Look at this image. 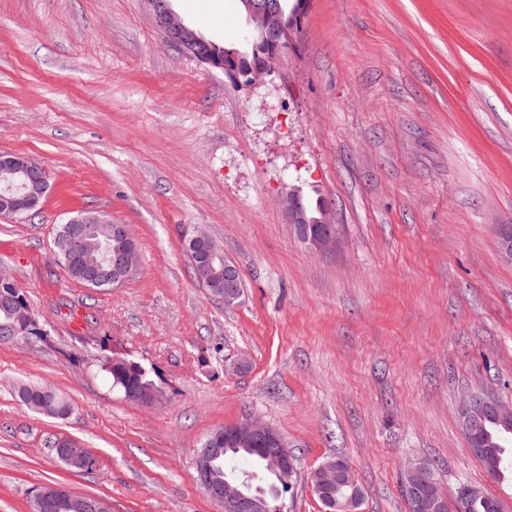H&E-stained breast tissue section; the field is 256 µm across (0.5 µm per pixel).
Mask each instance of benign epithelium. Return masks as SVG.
Instances as JSON below:
<instances>
[{"instance_id": "7a95c632", "label": "benign epithelium", "mask_w": 512, "mask_h": 512, "mask_svg": "<svg viewBox=\"0 0 512 512\" xmlns=\"http://www.w3.org/2000/svg\"><path fill=\"white\" fill-rule=\"evenodd\" d=\"M157 26L166 38L177 47L189 52L196 59L212 69L224 71L233 80L242 78L237 59H225L213 52L210 44L194 30L186 26L170 9L168 0H148ZM259 61L250 67L249 77L245 82L261 80L274 72L282 57V35L277 30H269L264 34L261 48L255 50ZM21 175L25 183L20 186L8 184L0 187V214H20L34 208L48 189V178L45 169L28 156L16 153L0 154V174ZM288 216L294 224L298 235L316 248L323 249L336 244L337 225L329 219L316 220L309 223L297 197L289 193L286 196ZM68 234L64 244L66 249L80 251L82 238L79 236V224H109L112 238L124 241L125 250L119 252L112 260V286H119L127 281L138 269L139 255L136 244L130 235L127 225L120 224L99 212L82 211L68 220ZM211 239L196 229L187 239V248L195 255L207 251L205 265H210L214 255L219 253L215 247L206 249ZM13 280L10 276L0 273V286L7 290L0 292V301L12 304L17 309V323L27 326L34 323L25 306L9 289ZM243 283L237 267L224 261V302L227 304L237 300L242 293ZM494 413L502 420L512 422V406L494 398L469 395L463 403L465 432L474 435L484 429L488 414ZM216 437L224 438V445L248 442L264 448L268 468L283 480H288L296 471V458L288 445V439L271 424L258 417L246 418L240 422L226 425L217 432ZM216 451L204 448L195 462V480L205 493L220 503L224 512H269L266 498L247 493L244 486L237 481L214 480V462ZM405 472L409 474L406 487L416 512H443L448 499L455 501L456 512H469V504L473 500L486 498L485 492L472 485H464L456 490L443 486L430 472L425 462L417 460L408 464ZM311 484L319 496L327 498L336 507V512H354L353 505L360 496L358 482L351 468L345 463L330 462L317 468L311 475ZM347 486L351 493L343 500L335 498V489ZM71 491L61 485H48L40 490L37 497V510L48 512Z\"/></svg>"}]
</instances>
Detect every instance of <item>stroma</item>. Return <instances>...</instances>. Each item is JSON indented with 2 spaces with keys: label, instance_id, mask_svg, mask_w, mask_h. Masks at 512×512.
I'll use <instances>...</instances> for the list:
<instances>
[{
  "label": "stroma",
  "instance_id": "35a3bbf8",
  "mask_svg": "<svg viewBox=\"0 0 512 512\" xmlns=\"http://www.w3.org/2000/svg\"><path fill=\"white\" fill-rule=\"evenodd\" d=\"M246 51L239 0H171ZM0 152L50 185L35 219L0 217V269L34 335L0 342V512L61 484L111 512H222L195 481L214 429L259 417L296 456L280 512H323L310 476L342 458L360 512H408L406 465L432 463L512 512V481L471 453L461 402L512 405V0H305L277 72L238 85L168 42L147 0H0ZM300 188L338 226L301 241ZM128 225L139 271L68 278L53 248L82 210ZM239 269L225 305L182 238ZM154 368L157 399L113 389L104 357ZM47 383L64 419L14 387ZM93 452L86 471L51 441ZM286 205L289 219L302 239L319 249L336 244L337 225L332 224L327 214L324 221L317 219L314 223L310 224L305 218L304 212L293 192H288Z\"/></svg>",
  "mask_w": 512,
  "mask_h": 512
}]
</instances>
